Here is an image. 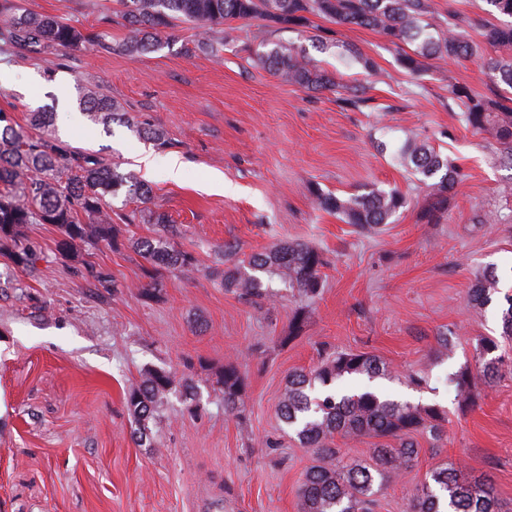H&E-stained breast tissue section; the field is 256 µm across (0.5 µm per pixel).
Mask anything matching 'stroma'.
Wrapping results in <instances>:
<instances>
[{
	"label": "stroma",
	"instance_id": "stroma-1",
	"mask_svg": "<svg viewBox=\"0 0 512 512\" xmlns=\"http://www.w3.org/2000/svg\"><path fill=\"white\" fill-rule=\"evenodd\" d=\"M15 4L101 32L68 65L45 54L0 53L16 86H0V111L26 123L51 111L49 134L123 171L137 154L156 167L147 183L168 214L189 270L151 265L132 242L152 224L125 232L121 249L87 247L82 258L108 274L102 288L57 255V229L30 224L41 258L33 272L0 254V512H299L296 490L313 458L277 415L287 377L336 350L364 352L393 370L376 385L395 399L435 403L447 413L440 447L420 441L413 467L394 480L379 512H404L407 489L454 462L460 479L489 477L512 510V340L502 338L505 301L467 300L490 269L512 284V167L493 140L473 133L450 107L452 86L491 95L481 56L428 62L416 76L376 31L339 28L317 47L309 33L234 21L213 57L197 42L212 32L186 23L161 34L159 50L132 56L117 0H14ZM284 43L348 85H363L373 107L352 109L336 92L280 82L258 53ZM379 74L367 76L358 56ZM93 86L125 107L103 124L78 109L77 89ZM164 133L166 145L144 128ZM451 157L462 179L438 220L423 218L430 190L393 155L408 134ZM180 157L181 180L166 162ZM224 190L212 192L214 176ZM399 188L408 203L389 223L365 229L319 208L318 193L347 198ZM229 261L278 243H302L325 259L313 300L280 279L264 298L220 283ZM157 281L155 298L138 288ZM304 321L289 325L295 313ZM449 347H441L439 337ZM497 339L499 377L476 380L478 403L460 409L456 374L474 367L484 338ZM245 377L243 411L224 410L218 380L227 362ZM174 374L149 439L136 443L125 404L147 370Z\"/></svg>",
	"mask_w": 512,
	"mask_h": 512
}]
</instances>
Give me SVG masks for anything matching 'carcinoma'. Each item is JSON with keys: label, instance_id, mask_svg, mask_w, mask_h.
I'll return each mask as SVG.
<instances>
[{"label": "carcinoma", "instance_id": "carcinoma-1", "mask_svg": "<svg viewBox=\"0 0 512 512\" xmlns=\"http://www.w3.org/2000/svg\"><path fill=\"white\" fill-rule=\"evenodd\" d=\"M126 30L121 49L143 55L161 47L162 30L175 22H188L212 30L232 20L261 18L267 26L281 29L311 27V18L322 17L339 27L370 28L402 50L400 65L410 74L421 72L427 61L462 62L479 52L488 53L485 69L495 85L512 89V21L481 23L474 18L448 13L434 19L432 0H119ZM482 29V44L465 38V29ZM93 43H103V34L88 32L59 18L33 10H18L10 0H0V52L56 53L73 58ZM257 61L279 81L307 90L336 91L341 88L328 73L290 46L277 44L257 55ZM339 101L351 108L368 105L364 89L345 88ZM460 109L461 121L477 134L499 144L502 161L512 165V97L506 94L482 96L464 86L450 90ZM79 106L93 119L108 123L123 111L122 104L94 87H79ZM50 113H29L26 125L12 122L0 111V251L8 252L11 263L31 270L38 260L36 249L24 238L27 224H54L60 238L59 254L70 257L84 244L105 241L119 246L120 228L104 208L106 198L122 189L144 208L140 218L160 227L154 237L136 239L135 248L155 269H188L196 258L181 249L164 212L148 207V185L120 166L73 149L50 134H31L46 126ZM399 159L409 174L430 184L431 203L425 217L433 219L448 209V200L461 181L458 167L435 148L407 139ZM318 207L334 211L347 224L375 228L386 224L406 204L396 189L371 190L341 199L332 194L315 195ZM251 274L234 265L224 269L221 285L255 297L266 296L261 276L278 277L309 299L321 294L323 281L321 253L306 245H278L253 254ZM495 270L483 275L468 299L477 307L490 305L498 292ZM497 344L480 343L476 372L463 370L455 383L465 407L476 405L472 390L474 375L491 381L503 365L499 358H487ZM392 373L381 359L366 353L342 352L327 357L310 371L288 374V382L277 405L280 420L294 430L302 447L311 451L309 466L297 490L299 512H376L379 497L387 486L413 466L419 453L417 437L437 447L444 438V412L437 405L412 404L384 399L364 390L354 394L336 392V382L346 376L370 378ZM224 410L240 411L244 378L236 362L224 365L220 380ZM177 387L170 372L150 369L141 384L126 393V405L134 424L132 436L143 442L152 433L159 409ZM376 440L367 461L348 460L342 450L331 447L333 438ZM452 512H501L491 479L473 481L458 478L454 463H442L431 470L428 481L410 488L407 512H441L442 501Z\"/></svg>", "mask_w": 512, "mask_h": 512}]
</instances>
